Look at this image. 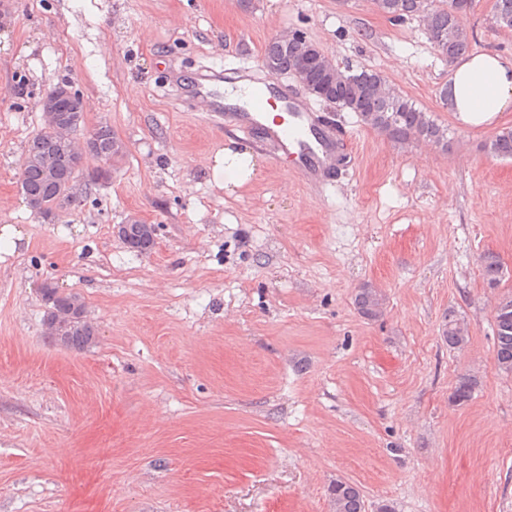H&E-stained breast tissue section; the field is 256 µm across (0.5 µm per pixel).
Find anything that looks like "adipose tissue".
<instances>
[{
    "instance_id": "ef3b65f1",
    "label": "adipose tissue",
    "mask_w": 512,
    "mask_h": 512,
    "mask_svg": "<svg viewBox=\"0 0 512 512\" xmlns=\"http://www.w3.org/2000/svg\"><path fill=\"white\" fill-rule=\"evenodd\" d=\"M448 109L459 122L480 126L498 113L512 110V60L496 53H473L449 63ZM257 167L252 150L222 148L215 156L214 175L227 193L246 184Z\"/></svg>"
}]
</instances>
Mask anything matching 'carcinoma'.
I'll return each instance as SVG.
<instances>
[{
    "mask_svg": "<svg viewBox=\"0 0 512 512\" xmlns=\"http://www.w3.org/2000/svg\"><path fill=\"white\" fill-rule=\"evenodd\" d=\"M378 8L386 14L399 18L418 19L426 28L430 41L438 53L448 60L468 53L471 41L464 20L448 11V7L429 0H377ZM493 23L504 30H512V0H495ZM300 59L291 45L274 38L268 42L264 51V61L271 63L281 72L296 68ZM359 88L331 85L329 97L344 110L354 112L358 109L371 113L375 120L361 119V122L384 134L396 143H405L412 139L423 138L436 144L448 142V129L431 120L415 103L399 92L387 95L378 88L382 76L371 70L353 72ZM487 151L501 159L512 158V129H504L486 144ZM75 175L71 166L61 167L55 177H48L36 158L26 157L20 179V191L24 199L38 200L47 206L41 213L42 218L50 220L55 210L63 207L59 203L61 187ZM361 313L373 318L379 315L382 306L381 296L371 288H364L356 298ZM495 354L499 369L512 372V296L500 302L495 313ZM443 338L450 348H462L468 336L459 334L458 319L448 314L443 328ZM95 335L88 327H65L61 337H52L50 342L60 344L76 352L86 350L94 342ZM478 385L477 377L472 374L459 376L451 395V402L460 406L468 402ZM328 497L332 512H365L363 496L359 487L347 480L338 479L328 486Z\"/></svg>",
    "mask_w": 512,
    "mask_h": 512,
    "instance_id": "1",
    "label": "carcinoma"
}]
</instances>
